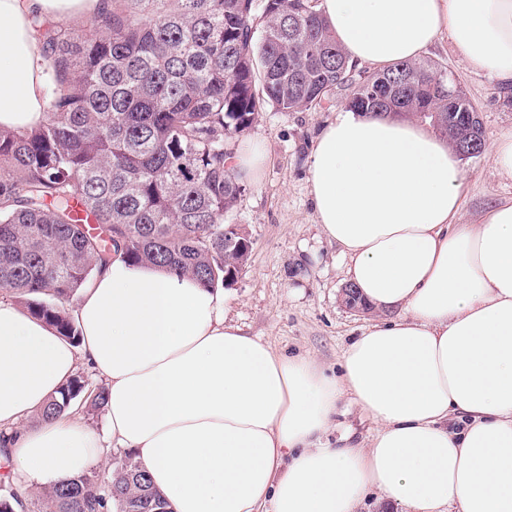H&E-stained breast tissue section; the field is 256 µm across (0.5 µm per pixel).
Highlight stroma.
Segmentation results:
<instances>
[{"mask_svg":"<svg viewBox=\"0 0 512 512\" xmlns=\"http://www.w3.org/2000/svg\"><path fill=\"white\" fill-rule=\"evenodd\" d=\"M427 56L446 66L466 90L486 140L512 132V91H502L486 75L467 68L449 41L437 43ZM344 108L339 100L300 112L270 106L244 134L224 141L234 155L247 144L260 146L265 154L260 179L246 181L225 218L243 225L252 245L248 264L223 289L226 321L260 337L275 352L312 357L330 374L350 341L377 318L342 305L347 261L323 237L309 194L312 142ZM461 166L466 177L462 223H475L487 207L512 199V179L501 175L486 155Z\"/></svg>","mask_w":512,"mask_h":512,"instance_id":"1","label":"stroma"}]
</instances>
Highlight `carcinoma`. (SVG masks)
<instances>
[{"mask_svg":"<svg viewBox=\"0 0 512 512\" xmlns=\"http://www.w3.org/2000/svg\"><path fill=\"white\" fill-rule=\"evenodd\" d=\"M263 29L255 41L254 30ZM52 91L44 122L0 132V293L79 343L64 304L112 259L158 265L204 288L250 258V241L224 238V215L245 191L224 151L271 105L322 106L350 90L346 106L391 118L428 113L446 139L486 146L466 92L456 105L473 120L448 123L445 67L403 61L356 78L315 0H110L90 27L42 36ZM100 410L107 388L76 374L37 414L69 412L83 399ZM105 484L83 473L34 497L9 478L0 512H163L168 503L124 453Z\"/></svg>","mask_w":512,"mask_h":512,"instance_id":"cac0c4a2","label":"carcinoma"}]
</instances>
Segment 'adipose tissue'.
Segmentation results:
<instances>
[{"instance_id": "adipose-tissue-1", "label": "adipose tissue", "mask_w": 512, "mask_h": 512, "mask_svg": "<svg viewBox=\"0 0 512 512\" xmlns=\"http://www.w3.org/2000/svg\"><path fill=\"white\" fill-rule=\"evenodd\" d=\"M106 0H0V130L38 126L48 87L33 17ZM353 65L386 69L449 40L512 87V0H319ZM309 191L347 276L387 320L329 376L226 324L189 276L114 258L81 291L80 346L0 300V430L15 470L52 488L97 464L99 436L61 417L20 428L86 363L106 430L171 512H355L369 490L412 512H512V202L460 221L456 152L411 119L355 110L321 130ZM368 447L320 446L342 400Z\"/></svg>"}]
</instances>
